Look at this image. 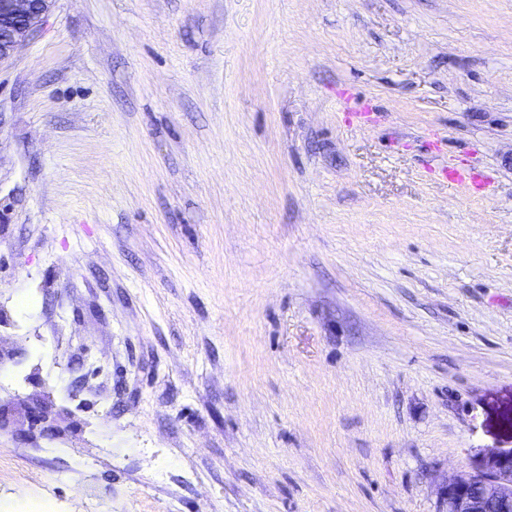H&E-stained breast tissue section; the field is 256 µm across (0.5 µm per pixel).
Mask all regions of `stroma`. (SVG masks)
I'll use <instances>...</instances> for the list:
<instances>
[{"label": "stroma", "instance_id": "35a3bbf8", "mask_svg": "<svg viewBox=\"0 0 512 512\" xmlns=\"http://www.w3.org/2000/svg\"><path fill=\"white\" fill-rule=\"evenodd\" d=\"M0 315L60 428L0 431V512H445L512 451V0H55ZM450 189L467 187L469 190L487 194L491 187V179L475 168L449 167L442 170Z\"/></svg>", "mask_w": 512, "mask_h": 512}]
</instances>
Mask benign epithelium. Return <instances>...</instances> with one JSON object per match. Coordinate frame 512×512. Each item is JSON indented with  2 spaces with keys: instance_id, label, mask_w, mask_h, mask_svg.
I'll return each mask as SVG.
<instances>
[{
  "instance_id": "obj_1",
  "label": "benign epithelium",
  "mask_w": 512,
  "mask_h": 512,
  "mask_svg": "<svg viewBox=\"0 0 512 512\" xmlns=\"http://www.w3.org/2000/svg\"><path fill=\"white\" fill-rule=\"evenodd\" d=\"M54 0H0V62L12 56L39 31ZM27 427L15 431L25 444L55 436L53 418L43 410L25 417ZM441 498L447 512H512V452L498 453L481 461L468 474L443 486Z\"/></svg>"
}]
</instances>
